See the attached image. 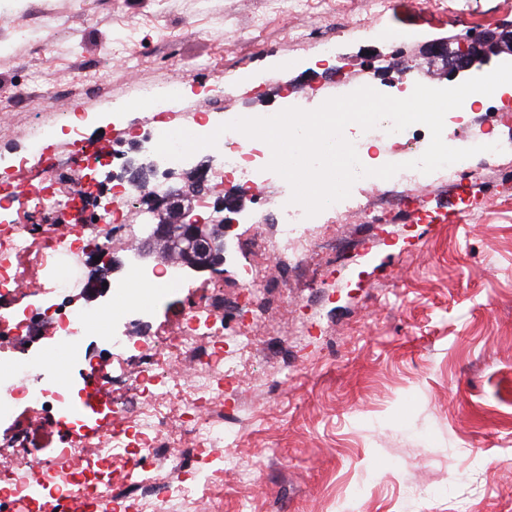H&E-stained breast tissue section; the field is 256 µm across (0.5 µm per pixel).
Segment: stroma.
Here are the masks:
<instances>
[{
	"mask_svg": "<svg viewBox=\"0 0 512 512\" xmlns=\"http://www.w3.org/2000/svg\"><path fill=\"white\" fill-rule=\"evenodd\" d=\"M495 43L452 76L437 42L456 49L466 34L448 21L445 0L408 10L395 0L379 15L369 0H0V173L18 190L39 189L43 169L27 158L28 133L41 127L49 152L68 149V116L82 119L93 146L121 149L141 172L153 143L132 138L154 125L144 106L172 85L167 125L190 123L212 100L237 112L282 108L284 89L342 96L369 82L388 93L400 77L451 87L512 62V0H463ZM405 30L392 43L387 27ZM336 44L318 59L320 39ZM492 131L512 139V123L487 109L452 112L449 135ZM476 177L423 191L417 209L385 210L379 224L317 220V232L353 240L335 272L294 279L271 301L254 334L244 385L224 387V436L255 473L219 471L221 451L175 442L188 476L212 472L206 512H512V159L482 156ZM212 202L238 201L237 238L224 273V332L233 334L243 297L240 237L267 199L290 196L281 177L249 189L205 182ZM111 265L62 266L67 310H99L87 285L127 276L132 244L117 241ZM186 289L123 323L132 340L176 331ZM52 317L32 335L0 339V361L40 358L53 346ZM307 326L299 334V326ZM103 369L121 365L113 401L139 409V362L109 339L82 341Z\"/></svg>",
	"mask_w": 512,
	"mask_h": 512,
	"instance_id": "1",
	"label": "stroma"
}]
</instances>
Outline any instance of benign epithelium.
Returning <instances> with one entry per match:
<instances>
[{
  "instance_id": "1",
  "label": "benign epithelium",
  "mask_w": 512,
  "mask_h": 512,
  "mask_svg": "<svg viewBox=\"0 0 512 512\" xmlns=\"http://www.w3.org/2000/svg\"><path fill=\"white\" fill-rule=\"evenodd\" d=\"M433 53L448 58L450 71L456 73L472 67L476 60V47H460L455 52H448L447 44L432 46ZM185 195L178 191L162 199L148 198V208L157 213H174L173 223L157 224L147 239L141 242L136 258L145 265L155 268L168 263L167 256L156 252L152 247L155 238L175 239L182 251L181 268L188 273L215 272L225 261L226 235L236 225L232 214L238 211L235 202L224 200L214 205L216 216L208 221L190 217L192 208L184 206Z\"/></svg>"
}]
</instances>
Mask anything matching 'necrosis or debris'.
<instances>
[{
  "label": "necrosis or debris",
  "instance_id": "4bbe7bcc",
  "mask_svg": "<svg viewBox=\"0 0 512 512\" xmlns=\"http://www.w3.org/2000/svg\"><path fill=\"white\" fill-rule=\"evenodd\" d=\"M223 153L222 167L208 170L207 178L221 181L233 177L247 184L254 180L261 160L259 140L229 131L218 143ZM87 155L82 149H69L50 157H40L48 174L38 193L22 197L11 183L0 181V203H8L15 219L8 235H0V301L15 297L14 284L24 261H38L46 269L49 279L47 294L56 296L68 286L67 280L56 278L54 271L63 262L74 264L88 256L89 249L106 251L111 240L105 236L84 235L81 225L58 232L53 225L43 227L42 238H35L28 222L33 214L50 212L67 215L86 209L97 201L100 189L86 173ZM71 177L67 195H58L55 176ZM467 161H460L430 174L416 170L397 173L403 199L409 200L419 187L436 184L456 185L471 179ZM169 181L150 184H115L109 208L97 212L98 223L112 225L118 232L136 237L134 225L128 224L125 212L136 197L165 196L171 190ZM274 240H267L265 214H257L252 235L255 245L272 242L284 270L279 278L268 279L257 268H249L240 287L245 297L242 314L248 322L232 336L224 334V289L214 284L209 295L185 307L177 335L144 338L138 345L141 369L135 382L144 393L143 403L136 414H128L123 406L112 401L109 385L111 373H103L105 387L100 391L76 390L67 385L24 386L17 384L19 375L30 374L33 365L22 362L0 364V418L13 415L19 404L30 409L29 421L41 422L44 414L62 418L63 448L52 459L41 457L34 448L29 431H19L8 441L0 443V512H85L99 508L112 498L111 484H93L87 475L93 468L109 472H140L142 481L151 491L139 504V512H164L157 502L165 489L182 482L180 468H173L169 481L160 483L154 466L171 447L180 432H188L198 446L220 448L224 445V421L213 406L224 395L223 385L236 381L248 357L253 355L255 340L251 323L256 320V307L270 288L284 291L288 288L289 271L315 261L324 269L336 264V239L309 229L308 219L300 206L280 203L276 213ZM55 331L64 340L67 359H74L76 345L83 336L102 333L100 316L85 310L61 316ZM188 359L200 363L201 370L191 386H184L172 375L173 363ZM107 407L113 429L97 449H90L89 436L83 431V410ZM181 411L184 429H177L171 420L172 411Z\"/></svg>",
  "mask_w": 512,
  "mask_h": 512
}]
</instances>
